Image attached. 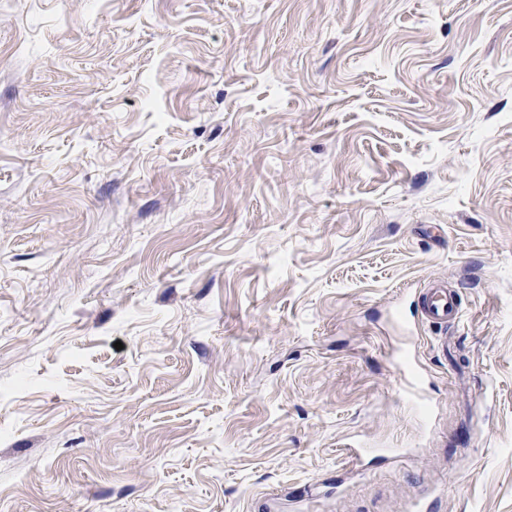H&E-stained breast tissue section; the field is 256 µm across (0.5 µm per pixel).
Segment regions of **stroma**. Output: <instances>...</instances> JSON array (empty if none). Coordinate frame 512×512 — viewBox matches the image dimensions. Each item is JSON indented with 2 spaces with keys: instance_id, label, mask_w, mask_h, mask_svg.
I'll use <instances>...</instances> for the list:
<instances>
[{
  "instance_id": "1",
  "label": "stroma",
  "mask_w": 512,
  "mask_h": 512,
  "mask_svg": "<svg viewBox=\"0 0 512 512\" xmlns=\"http://www.w3.org/2000/svg\"><path fill=\"white\" fill-rule=\"evenodd\" d=\"M419 498L512 512V0H0V512ZM421 313L424 321L441 329L456 324L461 318L462 309L454 293L448 288H428L421 298ZM405 349H401L398 355V371L401 378V388L403 392L414 402L416 407H423L428 404V398L424 395L418 380L414 374L413 369L407 367L405 358L403 356Z\"/></svg>"
}]
</instances>
